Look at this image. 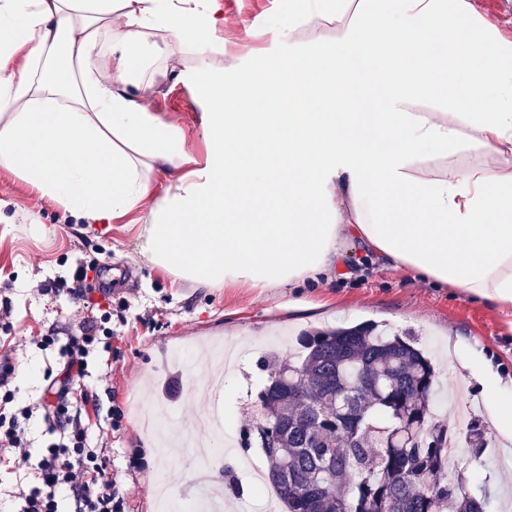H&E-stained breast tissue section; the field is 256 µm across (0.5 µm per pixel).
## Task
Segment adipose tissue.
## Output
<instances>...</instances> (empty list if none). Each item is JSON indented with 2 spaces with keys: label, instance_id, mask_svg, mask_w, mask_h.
I'll list each match as a JSON object with an SVG mask.
<instances>
[{
  "label": "adipose tissue",
  "instance_id": "adipose-tissue-1",
  "mask_svg": "<svg viewBox=\"0 0 512 512\" xmlns=\"http://www.w3.org/2000/svg\"><path fill=\"white\" fill-rule=\"evenodd\" d=\"M305 16L339 35L292 78L297 111L263 75L227 88L198 67L212 110L194 169L132 62L219 42L221 0H0V168L94 223L149 205L142 253L199 285L316 281L355 237L385 266L512 318V39L466 0H298L277 36ZM154 29L167 46L147 47ZM434 94L451 109L408 111ZM465 140L488 163L448 164ZM157 163L179 172L160 192L144 174Z\"/></svg>",
  "mask_w": 512,
  "mask_h": 512
}]
</instances>
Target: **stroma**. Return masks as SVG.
I'll use <instances>...</instances> for the list:
<instances>
[{
    "label": "stroma",
    "mask_w": 512,
    "mask_h": 512,
    "mask_svg": "<svg viewBox=\"0 0 512 512\" xmlns=\"http://www.w3.org/2000/svg\"><path fill=\"white\" fill-rule=\"evenodd\" d=\"M222 3L224 47L207 56L213 80L228 88L262 60L277 71L299 70L306 53L336 39L335 25L322 20L299 26L293 41L277 37L275 22L287 14L288 0ZM196 67V49L177 47L148 78L152 111L179 122L187 154L200 161L208 149L203 114L210 103L192 81ZM148 221L144 207L132 219L88 223L0 169V308L11 310L0 317V351L14 356L11 384L19 401L42 395L50 373L59 369L57 353L38 349L31 339L71 331L78 305L61 285L79 265L95 264L92 314L111 329L112 348L95 360L85 388L101 407L92 443L112 460L126 512H161L160 476H167L178 497L192 500L203 484L223 485L225 466L235 462L222 454L207 468L189 466L168 445L176 434H208L188 400H209L214 393L192 352L222 342L240 351L221 398L240 433L251 426L269 350L288 355L303 331L363 321L412 332L435 357L440 420L455 436L479 421L489 441L477 467L465 474L467 486L473 492L488 487L487 512H512V459L498 445L486 410L493 400L512 397V325L496 309L385 267L353 238L342 242V274L327 281L296 288L202 287L155 267L141 253ZM476 354L497 376L495 386L484 389L472 379ZM143 408L158 411L160 432L141 427Z\"/></svg>",
    "instance_id": "35a3bbf8"
}]
</instances>
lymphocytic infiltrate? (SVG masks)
<instances>
[{
    "instance_id": "1",
    "label": "lymphocytic infiltrate",
    "mask_w": 512,
    "mask_h": 512,
    "mask_svg": "<svg viewBox=\"0 0 512 512\" xmlns=\"http://www.w3.org/2000/svg\"><path fill=\"white\" fill-rule=\"evenodd\" d=\"M33 344L58 347L63 360L61 379L53 388V402L41 400L7 412L15 400L9 387L14 372L10 359H0V452L13 455L15 468L33 471L32 485L20 487L16 497L18 512H61L63 502H71L73 512H120L112 491V463L104 449L91 445L90 427L73 408L70 389L86 375L88 359L102 343L99 327L92 317L78 323L76 334L59 340L53 335L36 336ZM41 414L49 442L32 446L26 423Z\"/></svg>"
}]
</instances>
